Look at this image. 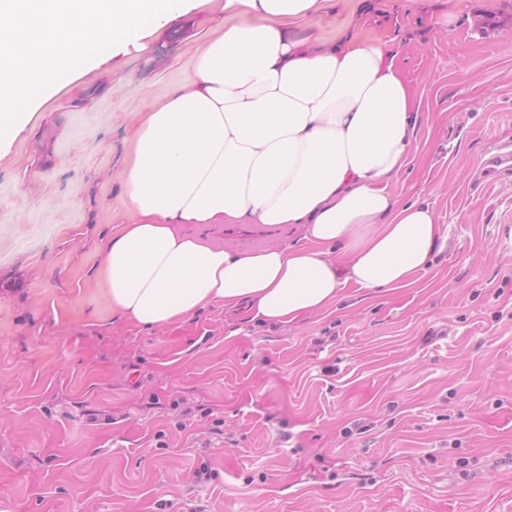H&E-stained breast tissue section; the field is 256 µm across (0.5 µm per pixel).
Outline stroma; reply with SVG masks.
<instances>
[{"label":"stroma","mask_w":512,"mask_h":512,"mask_svg":"<svg viewBox=\"0 0 512 512\" xmlns=\"http://www.w3.org/2000/svg\"><path fill=\"white\" fill-rule=\"evenodd\" d=\"M358 12L420 103L389 189L447 234L413 287L349 288L288 326L213 304L151 329L113 316L100 248L129 218L144 112L192 69L186 35L91 62L0 152V512H512V172L486 164L512 142V0H332L294 32L330 39Z\"/></svg>","instance_id":"1"}]
</instances>
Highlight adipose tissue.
<instances>
[{
	"label": "adipose tissue",
	"mask_w": 512,
	"mask_h": 512,
	"mask_svg": "<svg viewBox=\"0 0 512 512\" xmlns=\"http://www.w3.org/2000/svg\"><path fill=\"white\" fill-rule=\"evenodd\" d=\"M319 0H224L174 87L140 124L124 169L131 220L99 272L113 313L154 328L207 304L291 325L345 289L414 285L447 236L389 184L417 153L419 114L384 42L358 30L310 44L288 28ZM184 224H299L302 243L229 250Z\"/></svg>",
	"instance_id": "obj_1"
}]
</instances>
